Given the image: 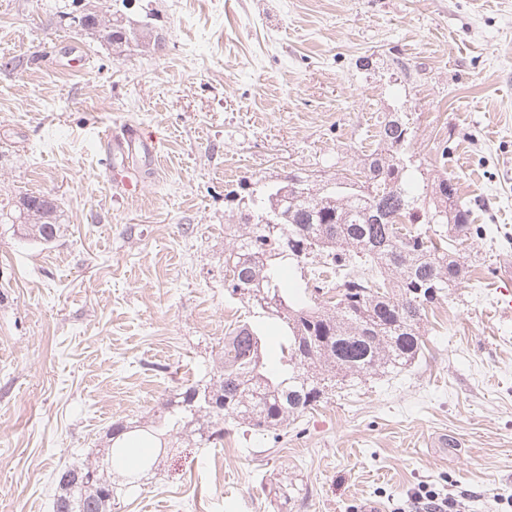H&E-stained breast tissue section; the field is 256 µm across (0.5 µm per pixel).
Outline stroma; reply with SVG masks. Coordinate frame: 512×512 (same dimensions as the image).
<instances>
[{
    "mask_svg": "<svg viewBox=\"0 0 512 512\" xmlns=\"http://www.w3.org/2000/svg\"><path fill=\"white\" fill-rule=\"evenodd\" d=\"M163 47L122 55L60 25L54 0H0V205L57 204L41 245L0 223V512H52V473L106 452L210 371L243 303L224 294V226L246 182L325 181L407 114L415 163L456 177L467 287L427 314L401 372L330 396L274 448L161 449L117 512H393L427 485L466 512H512V0H152ZM79 46L85 69L48 57ZM159 145L137 196L101 175L99 135ZM444 435L448 445L431 447Z\"/></svg>",
    "mask_w": 512,
    "mask_h": 512,
    "instance_id": "stroma-1",
    "label": "stroma"
}]
</instances>
